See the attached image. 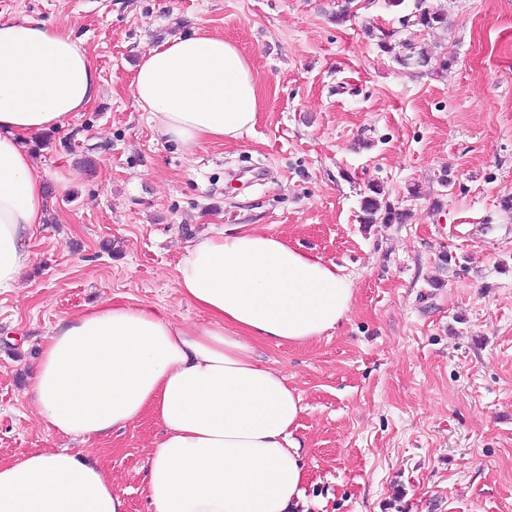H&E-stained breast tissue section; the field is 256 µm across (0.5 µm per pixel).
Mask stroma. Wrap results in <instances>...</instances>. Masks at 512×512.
Listing matches in <instances>:
<instances>
[{
    "label": "stroma",
    "instance_id": "35a3bbf8",
    "mask_svg": "<svg viewBox=\"0 0 512 512\" xmlns=\"http://www.w3.org/2000/svg\"><path fill=\"white\" fill-rule=\"evenodd\" d=\"M448 72L396 64L370 32L409 36L370 0H0L81 40L97 100L50 132L46 221L19 288L0 292V459L66 448L100 458L128 512L163 434L143 416L104 440L56 434L27 392L58 321L109 301L201 325L178 286L198 238L249 224L336 264L356 288L335 330L258 342L301 398L305 512H512V0H428ZM235 42L259 95L254 127L192 150L132 96L141 57L198 27ZM406 212L364 224L368 184Z\"/></svg>",
    "mask_w": 512,
    "mask_h": 512
}]
</instances>
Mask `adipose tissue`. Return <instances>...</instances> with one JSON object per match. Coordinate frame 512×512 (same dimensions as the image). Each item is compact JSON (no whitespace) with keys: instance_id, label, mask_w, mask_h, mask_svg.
Returning <instances> with one entry per match:
<instances>
[{"instance_id":"obj_1","label":"adipose tissue","mask_w":512,"mask_h":512,"mask_svg":"<svg viewBox=\"0 0 512 512\" xmlns=\"http://www.w3.org/2000/svg\"><path fill=\"white\" fill-rule=\"evenodd\" d=\"M99 92L87 49L67 31L0 22V291L19 287L45 221L46 175L26 143L65 127ZM132 94L159 136L189 150L239 139L257 118L248 60L202 28L144 55ZM178 273L207 322L110 303L61 319L31 378L40 418L87 441L156 417L164 434L144 488L152 512H298L301 398L260 364L254 343L303 344L335 329L352 278L248 224L198 240ZM0 512H127V503L98 460L59 449L0 462Z\"/></svg>"}]
</instances>
